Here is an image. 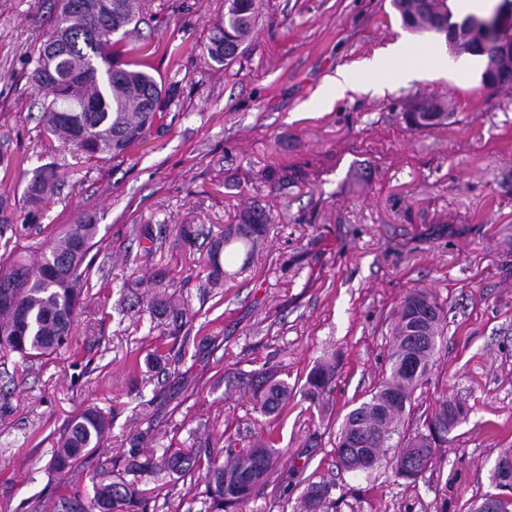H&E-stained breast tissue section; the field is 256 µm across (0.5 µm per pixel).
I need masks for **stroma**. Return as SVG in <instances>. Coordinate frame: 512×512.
I'll return each instance as SVG.
<instances>
[{
	"instance_id": "obj_1",
	"label": "stroma",
	"mask_w": 512,
	"mask_h": 512,
	"mask_svg": "<svg viewBox=\"0 0 512 512\" xmlns=\"http://www.w3.org/2000/svg\"><path fill=\"white\" fill-rule=\"evenodd\" d=\"M53 3L0 0V222L27 246L91 217L106 268L70 350L26 365L0 359V512H48L66 489H90L96 467L135 432L149 448L247 445L262 430L249 375L269 367L299 386L329 355L333 392L318 408L291 400L269 484L249 512H292L297 491L279 487L299 476L333 483L336 512H470L512 453V86L483 85L453 56L433 73L427 54L441 36L403 29L391 0H258L246 50L227 63L207 52L224 0H146L152 21L122 46L143 47L144 70L177 83L180 103L125 157L90 166L39 136L44 92L27 61ZM402 39L416 79L392 75L375 89L365 62ZM341 67L360 72L359 88L322 101ZM416 97L448 102L447 125L411 129L403 112ZM46 163L64 179L31 213L23 191ZM271 167L288 168L287 188H271ZM249 205L274 219L262 249L219 291L201 287L212 235ZM146 224L166 229L149 256L138 237ZM186 226L201 231L190 245ZM159 271L183 282L196 341L160 390L144 389V413L130 383L159 336L148 316L104 301ZM416 290L441 305L444 331L405 425L422 426L443 395L467 416L439 447L440 466L417 479L386 461L344 471L337 432L388 375L396 312ZM89 406L113 413L110 438L73 472H51L60 431ZM203 488L166 483L157 512H201Z\"/></svg>"
}]
</instances>
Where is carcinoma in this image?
Listing matches in <instances>:
<instances>
[{"label": "carcinoma", "instance_id": "cac0c4a2", "mask_svg": "<svg viewBox=\"0 0 512 512\" xmlns=\"http://www.w3.org/2000/svg\"><path fill=\"white\" fill-rule=\"evenodd\" d=\"M142 0H55V11L45 40L34 60L31 78L51 96L42 112V134L60 141L85 161L114 160L146 139L176 101V88H163L154 76L123 62L124 50L113 39L127 34L130 26L144 20ZM224 19L216 26L209 53L217 62L235 59L249 36L257 0H224ZM402 24L421 34H458L448 0H393ZM493 85L512 83V56L492 70ZM408 124L428 129L448 119V104L433 98L409 106ZM61 176L44 165L35 168L24 189V202L32 210L57 193ZM270 214L259 206L242 210L237 223L229 224L211 244L205 263V288H221L230 276L221 260L233 261L244 253L240 270H245L254 251L264 240ZM99 225L79 218L49 243L35 247L38 256L0 261V355H16L31 363L67 349L72 343V326L81 308L98 254ZM416 306L428 307L424 335L411 332V313ZM149 313L160 329L161 342L148 354L147 365L163 373L174 352L188 347L189 326L194 315L182 293L156 274L148 291L136 302L124 291L112 309L125 314L133 309ZM442 309L424 291L408 294L398 309L392 330L389 376L375 387L369 399L348 412L335 443L338 465L347 472L369 473L393 451L391 464L398 476L415 480L436 464V448L448 441L465 419L464 407L446 396L438 399L426 416V431L402 430L407 407L423 387L432 359L441 341ZM336 377V360L323 359L310 370L301 387L310 405H320ZM257 397V409L265 417L263 426L272 435L276 422L288 409L294 388L288 380L261 369L248 379ZM112 428V416L88 407L74 415L60 433L50 469L66 474L82 459L101 447ZM130 449L100 464L91 476L92 495L68 492L58 497L50 512H150L151 498L141 484L164 475L172 480L198 476L205 489V512H247L248 504L268 481L276 449L255 441L236 450L232 446L208 453L207 462L191 448H164L161 454H144L140 435L129 438ZM512 476V453L497 461L492 480L503 485V470ZM333 486L306 481L294 512H331Z\"/></svg>", "mask_w": 512, "mask_h": 512}]
</instances>
